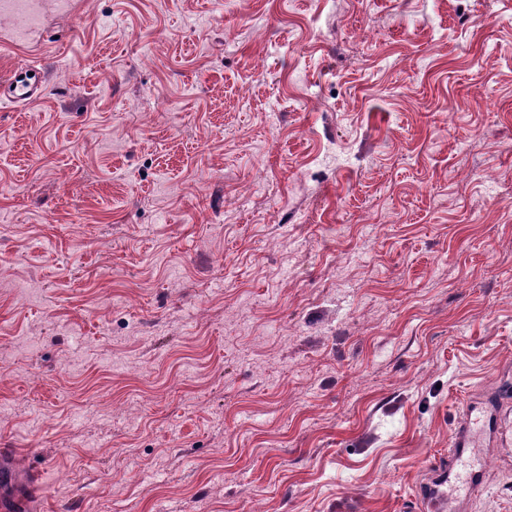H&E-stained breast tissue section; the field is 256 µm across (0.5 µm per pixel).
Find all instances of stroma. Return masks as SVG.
I'll list each match as a JSON object with an SVG mask.
<instances>
[{
  "mask_svg": "<svg viewBox=\"0 0 512 512\" xmlns=\"http://www.w3.org/2000/svg\"><path fill=\"white\" fill-rule=\"evenodd\" d=\"M0 48V447L47 512H409L512 388V0H83ZM464 512H512V464ZM34 72V75H29ZM46 89L42 69L33 64L18 67L6 80L1 81L0 100L11 104L29 103L40 98Z\"/></svg>",
  "mask_w": 512,
  "mask_h": 512,
  "instance_id": "35a3bbf8",
  "label": "stroma"
}]
</instances>
